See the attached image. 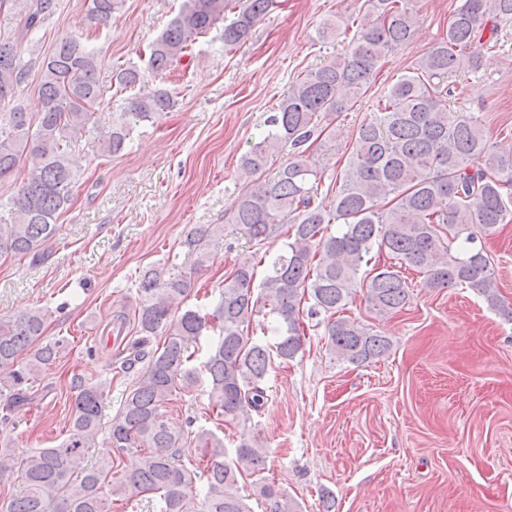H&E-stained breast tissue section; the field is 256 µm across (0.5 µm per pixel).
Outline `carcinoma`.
Wrapping results in <instances>:
<instances>
[{
    "instance_id": "carcinoma-1",
    "label": "carcinoma",
    "mask_w": 512,
    "mask_h": 512,
    "mask_svg": "<svg viewBox=\"0 0 512 512\" xmlns=\"http://www.w3.org/2000/svg\"><path fill=\"white\" fill-rule=\"evenodd\" d=\"M414 0H365L370 17L356 38L329 62L297 79L264 120L265 129L245 152L236 178L242 189L228 223L257 246L278 225H288L286 242L273 257L240 256L213 310H177L174 300L195 288L197 270L209 259L201 229L186 239L196 265L161 280L154 269L139 276L140 303L134 318L138 337L118 354L121 369L148 360L112 419L99 465L86 463L101 429V408L112 383L76 381L67 437L55 448L22 456L23 492L0 503V512H111L159 497V512H252L239 494V479L256 476L266 512H299V504L261 477L265 448L256 436H240L229 452L211 429L198 431L205 465L180 464L184 431L170 426L165 408L184 386L200 385L208 411L224 425L246 428L266 406L264 386L272 361L294 359L303 346V314L323 316L329 353L356 366L391 349V340L345 314L357 292L369 311L385 315L410 299L402 268L424 276L431 289L471 288L491 307L500 305L488 254L475 247L512 215V154L494 149L482 124L448 112L441 86L449 76L475 70L480 47L491 42L503 21H512V0H460L438 42L412 71L387 90L377 113L357 131L351 157L336 182L330 206L318 201L321 171L310 149L332 131L336 114L368 90L380 59L414 32ZM122 0H88L94 22L112 18ZM275 0H181L178 12L148 46L146 67L129 65L112 75L124 91L144 89L146 74L163 75L179 63L192 39L224 23V49L245 43ZM24 14V34L34 33L52 0H0V8ZM30 73L21 44L0 38V183L15 178L22 156L35 160L9 208L0 204V258H48L44 246L59 231L57 219L72 201L78 170L72 145L92 140L102 155L121 153L137 124L174 106L162 89L142 92L107 128L96 126L98 57L79 34L61 38L44 58L39 74L40 112L32 116L15 103L17 87ZM289 150L292 158L275 175L264 176L268 159ZM338 225L331 231L330 225ZM394 263L358 279L373 247ZM268 263L254 285L257 268ZM312 304L303 311L302 302ZM278 325L274 343L254 337L260 314ZM49 310L32 308L0 317V422L38 398L42 370L55 361L64 340L43 341ZM164 337L153 352L146 347ZM133 449L138 466L114 470L112 455Z\"/></svg>"
}]
</instances>
